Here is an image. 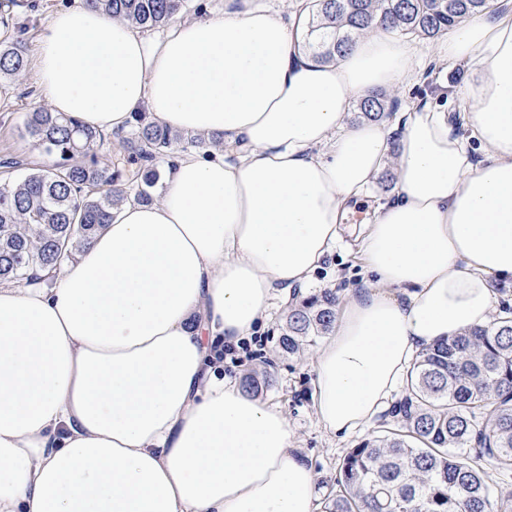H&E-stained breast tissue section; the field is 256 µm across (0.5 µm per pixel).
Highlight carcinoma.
<instances>
[{"mask_svg":"<svg viewBox=\"0 0 512 512\" xmlns=\"http://www.w3.org/2000/svg\"><path fill=\"white\" fill-rule=\"evenodd\" d=\"M113 18L143 29L168 24L185 0H90ZM490 0H307L304 49L329 62L355 38L384 28L434 39L451 25L482 15ZM28 67L19 39L0 41V80H21ZM398 101L384 92L358 100L363 118L393 117ZM24 135L51 164L0 187V281L34 282L58 270L112 219L136 189L156 201L157 162L199 146L140 113L113 137L45 107L26 113ZM112 140L115 154L136 167L114 169L94 147ZM338 295L328 289L288 309L278 346L294 355L331 332ZM397 426L366 439L344 457L325 512H512V491L494 494L478 461L512 474V310L483 328L456 333L423 350L393 406Z\"/></svg>","mask_w":512,"mask_h":512,"instance_id":"obj_1","label":"carcinoma"}]
</instances>
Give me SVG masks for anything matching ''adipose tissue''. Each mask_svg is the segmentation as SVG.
<instances>
[{
    "instance_id": "obj_1",
    "label": "adipose tissue",
    "mask_w": 512,
    "mask_h": 512,
    "mask_svg": "<svg viewBox=\"0 0 512 512\" xmlns=\"http://www.w3.org/2000/svg\"><path fill=\"white\" fill-rule=\"evenodd\" d=\"M304 23L263 0L161 36L87 0L51 14L34 59L51 111L108 135L144 112L225 149L179 154L157 201L127 199L49 283H0V512H315L287 413L221 354L271 299L295 304L344 232L363 277L312 354L328 432L370 426L422 350L491 321L512 284V9L422 51L369 33L328 63L303 51ZM426 57L469 69L466 135L416 97L400 138L348 125L359 96L419 84ZM391 159L392 196L346 228Z\"/></svg>"
}]
</instances>
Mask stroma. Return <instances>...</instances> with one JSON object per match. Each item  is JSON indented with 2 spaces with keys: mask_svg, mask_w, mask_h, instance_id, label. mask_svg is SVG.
Masks as SVG:
<instances>
[{
  "mask_svg": "<svg viewBox=\"0 0 512 512\" xmlns=\"http://www.w3.org/2000/svg\"><path fill=\"white\" fill-rule=\"evenodd\" d=\"M75 0H21L20 7L13 10L15 25L23 26V37L29 50H36L40 32L50 15L57 9L74 4ZM473 87L471 75L466 67L442 69L428 66L425 77L415 87L414 94L431 101L448 104L450 122L458 135H465L461 114L467 105L465 98ZM42 97L34 74H26L23 80L0 83V187L21 178L20 170L10 168L9 160L24 159L28 168L46 167L47 157L21 135V125L26 112L41 105ZM361 264L350 237H343L332 255L327 257L309 279L308 294L325 289L344 294L361 279ZM285 306L280 300H272L270 318L254 345L252 357L239 364H225L224 374L242 377L246 371L267 373L269 385L261 394V401L282 407L288 415L295 444L312 467L318 489V506H325L332 496L338 468L350 448L361 441L383 434L392 423L389 413H382L371 427L345 437L326 432L319 424L312 406L311 392L314 378L311 358L308 354H281L277 348L282 334Z\"/></svg>",
  "mask_w": 512,
  "mask_h": 512,
  "instance_id": "1",
  "label": "stroma"
}]
</instances>
